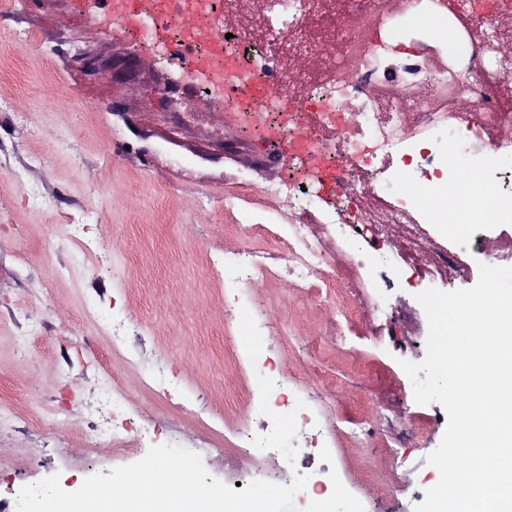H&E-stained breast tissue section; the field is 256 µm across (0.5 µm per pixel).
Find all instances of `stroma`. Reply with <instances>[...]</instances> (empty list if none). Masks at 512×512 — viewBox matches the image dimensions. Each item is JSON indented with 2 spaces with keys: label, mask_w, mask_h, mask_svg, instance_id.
<instances>
[{
  "label": "stroma",
  "mask_w": 512,
  "mask_h": 512,
  "mask_svg": "<svg viewBox=\"0 0 512 512\" xmlns=\"http://www.w3.org/2000/svg\"><path fill=\"white\" fill-rule=\"evenodd\" d=\"M0 7V512H15L20 489L52 475L76 491L94 474H110L111 449L87 434L84 407L100 399L97 375H113L128 395L127 413L161 419L149 446L172 444L197 453L216 479L232 443L200 423L193 405L169 407L142 384L112 339L85 316L90 293L104 315H131L148 349L143 364L165 374L225 427L249 415L246 373L228 369L233 346L253 338L244 322L224 328V290L206 256L239 249L233 225L242 217L288 223L295 201L257 191L288 178L277 143L252 135L227 109L178 83L173 68L124 30L105 28L84 0H6ZM36 39L35 46L20 34ZM97 57L87 74L79 54ZM97 254L77 251L56 225L73 207ZM396 238L381 240L380 266L393 267L385 289L398 318L390 322L372 289L359 291L362 323L333 348L313 352L324 311L307 306L278 279H259L252 297L282 317L275 353L294 377L317 386L310 360L319 356L328 385L319 391L323 421L336 432V476L324 512H350L361 497L373 512H413L418 491L438 471L426 457L440 444L448 417L442 405L417 404L401 361L426 355L428 323L416 296L429 288L412 267L395 266ZM122 269L121 291L112 272ZM380 335H370L373 325ZM61 410L66 422L44 436L40 421ZM32 420L22 428V420ZM379 430L371 442L352 423ZM423 422L405 446L401 426ZM396 487L393 500L383 497Z\"/></svg>",
  "instance_id": "35a3bbf8"
}]
</instances>
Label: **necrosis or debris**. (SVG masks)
Segmentation results:
<instances>
[{
    "instance_id": "4bbe7bcc",
    "label": "necrosis or debris",
    "mask_w": 512,
    "mask_h": 512,
    "mask_svg": "<svg viewBox=\"0 0 512 512\" xmlns=\"http://www.w3.org/2000/svg\"><path fill=\"white\" fill-rule=\"evenodd\" d=\"M245 5L142 0L134 11L129 0H86L88 12L106 27L138 25L142 41L175 66L185 85L208 92L258 136L303 142L305 157L290 159L285 183L297 202L295 218L236 225L241 249L216 263L227 320L247 319L252 336L274 341L278 326L270 308L246 290L256 277L275 273L314 305L334 297L348 301L340 317L324 321V336L356 328V291L374 277L369 247L393 235L399 260L432 282L467 280L471 258L482 252L512 263V221L503 209L486 204L457 231L456 213L438 202L450 191L469 202L475 185L512 174L501 160L512 151V109L501 94L512 84V59L499 53L498 21L448 15L445 0H400L391 11L380 10L377 0H361L337 29L315 35L309 22L325 14L327 0H259L253 25L229 28V19ZM204 26L222 32V39L186 42L187 32ZM401 31L409 32L417 50L397 61L391 41ZM327 53L335 62L326 71L314 73L300 63L301 57ZM349 113L358 122L346 121ZM421 153L436 173L427 197L406 180ZM326 172L337 190L323 197V223L312 224L303 199L322 197L319 180ZM373 179L392 184L393 192L372 197L367 185ZM260 239L272 242V250L257 251ZM86 314L111 331L129 366L138 367V321L103 319L92 306ZM235 360L248 370L258 422L233 430L254 462L253 472L225 461V484L248 485L255 473L274 483L300 475L307 479L301 495L308 512H321L335 441L314 401L281 358L246 348ZM102 412L88 407V434L119 456L142 447L156 428L152 419L106 420Z\"/></svg>"
}]
</instances>
